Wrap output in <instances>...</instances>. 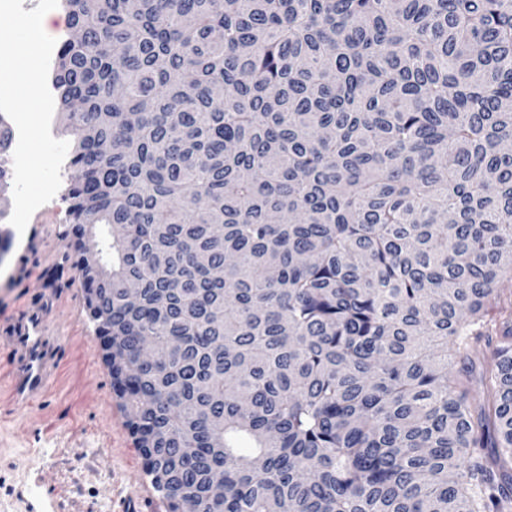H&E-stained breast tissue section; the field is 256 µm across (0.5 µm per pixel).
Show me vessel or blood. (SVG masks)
<instances>
[{"label": "vessel or blood", "instance_id": "1", "mask_svg": "<svg viewBox=\"0 0 512 512\" xmlns=\"http://www.w3.org/2000/svg\"><path fill=\"white\" fill-rule=\"evenodd\" d=\"M52 295H44L35 306L23 308L7 325L0 346L10 355L8 367L9 397L19 406L37 404L59 375L58 343L61 333L47 319L53 307Z\"/></svg>", "mask_w": 512, "mask_h": 512}]
</instances>
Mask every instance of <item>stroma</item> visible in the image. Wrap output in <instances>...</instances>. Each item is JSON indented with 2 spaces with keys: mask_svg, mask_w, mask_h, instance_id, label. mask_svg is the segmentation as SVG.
<instances>
[{
  "mask_svg": "<svg viewBox=\"0 0 512 512\" xmlns=\"http://www.w3.org/2000/svg\"><path fill=\"white\" fill-rule=\"evenodd\" d=\"M28 31L10 5L0 6V65L36 64L21 52ZM0 114L26 146L23 177L9 178L0 192V325L52 291L59 300L50 322L64 331L59 379L30 408L10 403L3 377L9 354L0 348V512H126L131 499L140 512H168L126 426L128 413L113 391L82 283L71 262L50 260L56 251H69L72 241L65 196L76 176L68 165L72 138L56 101H38L25 88L10 87ZM25 190L40 204L24 215L15 197ZM34 232L42 245L25 252Z\"/></svg>",
  "mask_w": 512,
  "mask_h": 512,
  "instance_id": "35a3bbf8",
  "label": "stroma"
}]
</instances>
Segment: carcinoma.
<instances>
[{"mask_svg": "<svg viewBox=\"0 0 512 512\" xmlns=\"http://www.w3.org/2000/svg\"><path fill=\"white\" fill-rule=\"evenodd\" d=\"M65 3L74 265L171 512H512V0Z\"/></svg>", "mask_w": 512, "mask_h": 512, "instance_id": "cac0c4a2", "label": "carcinoma"}]
</instances>
